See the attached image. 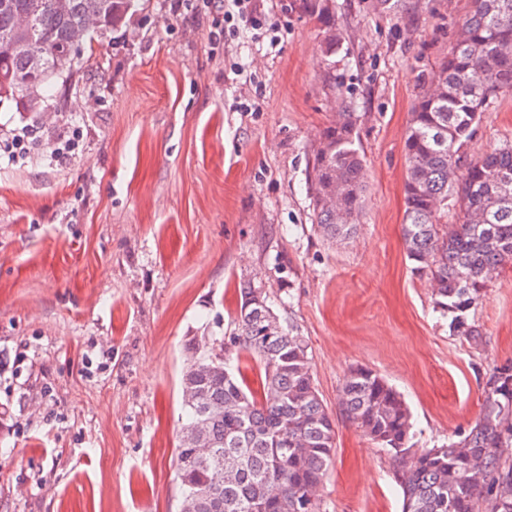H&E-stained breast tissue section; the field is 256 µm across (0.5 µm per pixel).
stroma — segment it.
<instances>
[{"label": "stroma", "mask_w": 512, "mask_h": 512, "mask_svg": "<svg viewBox=\"0 0 512 512\" xmlns=\"http://www.w3.org/2000/svg\"><path fill=\"white\" fill-rule=\"evenodd\" d=\"M343 39L300 0H270L278 45L240 30L210 44L209 0H146L125 36L79 50L62 102L0 101V131L38 145L0 159V512H180V382L193 336H226L250 282L308 342L335 422L319 512H401L389 454L346 416L341 386L373 370L412 413L414 450L460 439L487 382L512 366V263L449 329L402 238L404 139L420 78L453 51L471 0L379 14L336 0ZM240 64L235 75L231 64ZM352 105L367 168L357 234L313 227L311 151ZM80 128L71 160L54 142ZM512 142V91L468 155Z\"/></svg>", "instance_id": "obj_1"}]
</instances>
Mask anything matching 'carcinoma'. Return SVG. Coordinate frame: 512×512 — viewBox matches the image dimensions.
I'll list each match as a JSON object with an SVG mask.
<instances>
[{
    "label": "carcinoma",
    "mask_w": 512,
    "mask_h": 512,
    "mask_svg": "<svg viewBox=\"0 0 512 512\" xmlns=\"http://www.w3.org/2000/svg\"><path fill=\"white\" fill-rule=\"evenodd\" d=\"M0 0V99L41 111L74 50L127 26L140 0ZM325 33L323 52L342 40L336 0H302ZM379 13L406 0H369ZM49 45L34 73L33 52ZM440 91L420 93L404 140L403 237L414 272L435 282L436 305L453 333L481 336L469 312L494 272L512 261V142L475 157L464 147L498 95L512 90V0H472L456 47L431 71ZM312 151L308 182L322 237L354 236L364 209L366 167L356 147L358 116L340 113ZM460 213L449 224L448 207ZM235 328L224 339L192 337L181 380L186 422L177 448L181 512H317L314 495L335 450V428L316 388L305 337L285 328L265 293L241 285ZM264 371L270 397L257 399L234 373L242 354ZM487 384L482 415L461 439L418 453L411 413L379 374L354 368L341 387L345 413L387 450L402 512H512V394Z\"/></svg>",
    "instance_id": "obj_1"
}]
</instances>
